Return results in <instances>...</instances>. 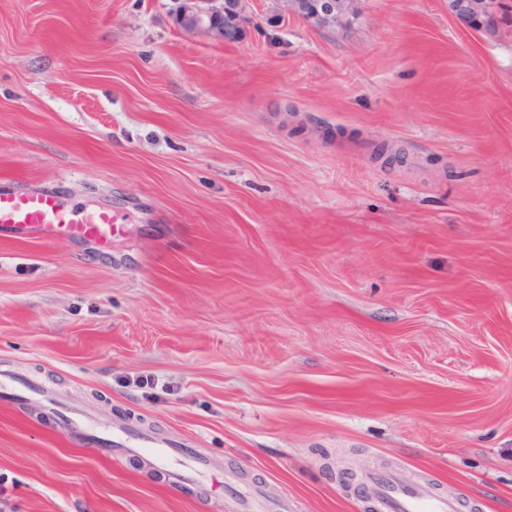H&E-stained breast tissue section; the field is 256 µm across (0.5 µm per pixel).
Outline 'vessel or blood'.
Listing matches in <instances>:
<instances>
[{"mask_svg":"<svg viewBox=\"0 0 512 512\" xmlns=\"http://www.w3.org/2000/svg\"><path fill=\"white\" fill-rule=\"evenodd\" d=\"M1 231L25 242L57 244L92 240L105 247L121 233L122 227L111 210L100 208L79 213L56 193L34 187L0 191ZM103 443L140 449L147 462L160 467L171 452L167 440L134 437L120 427L111 428ZM364 485L374 498L378 512H461L456 499L434 494L418 483H406L393 472L368 474Z\"/></svg>","mask_w":512,"mask_h":512,"instance_id":"1","label":"vessel or blood"}]
</instances>
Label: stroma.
<instances>
[{
  "mask_svg": "<svg viewBox=\"0 0 512 512\" xmlns=\"http://www.w3.org/2000/svg\"><path fill=\"white\" fill-rule=\"evenodd\" d=\"M172 8L0 0V190L122 226L0 234V512H365L340 475L384 470L512 512V0L493 33L448 0L332 32L249 0L224 44ZM123 429V427H112L108 436L102 439V444L112 446L115 443L128 448H140L142 456L147 462L161 468L165 467V462L171 452L170 448H172L169 441L157 437L152 440L133 437Z\"/></svg>",
  "mask_w": 512,
  "mask_h": 512,
  "instance_id": "obj_1",
  "label": "stroma"
}]
</instances>
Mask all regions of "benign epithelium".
<instances>
[{"label":"benign epithelium","mask_w":512,"mask_h":512,"mask_svg":"<svg viewBox=\"0 0 512 512\" xmlns=\"http://www.w3.org/2000/svg\"><path fill=\"white\" fill-rule=\"evenodd\" d=\"M354 0H277L278 18L306 14V21L320 30L334 31L354 14ZM172 17L177 28L189 37L232 43L249 23L231 0H173ZM452 14L473 30L485 29L495 14L493 0H448Z\"/></svg>","instance_id":"1"}]
</instances>
